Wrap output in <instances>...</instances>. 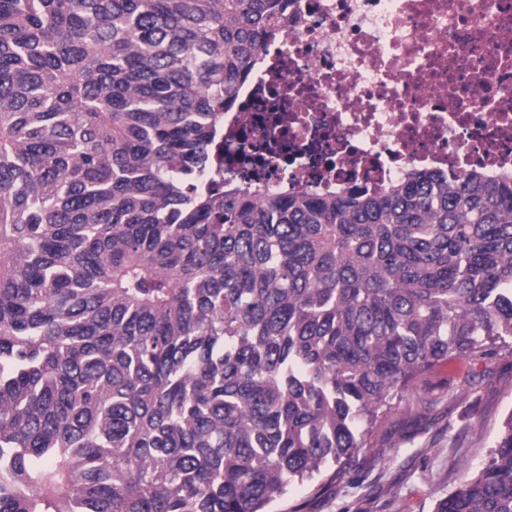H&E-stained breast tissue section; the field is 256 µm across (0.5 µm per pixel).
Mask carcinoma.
Listing matches in <instances>:
<instances>
[{"label": "carcinoma", "instance_id": "obj_1", "mask_svg": "<svg viewBox=\"0 0 512 512\" xmlns=\"http://www.w3.org/2000/svg\"><path fill=\"white\" fill-rule=\"evenodd\" d=\"M286 0H0V512H268L512 347V177L205 186ZM433 512H512V415Z\"/></svg>", "mask_w": 512, "mask_h": 512}]
</instances>
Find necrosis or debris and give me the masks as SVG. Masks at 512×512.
<instances>
[{"label": "necrosis or debris", "instance_id": "necrosis-or-debris-1", "mask_svg": "<svg viewBox=\"0 0 512 512\" xmlns=\"http://www.w3.org/2000/svg\"><path fill=\"white\" fill-rule=\"evenodd\" d=\"M224 114L223 175L376 192L512 172V0H288Z\"/></svg>", "mask_w": 512, "mask_h": 512}]
</instances>
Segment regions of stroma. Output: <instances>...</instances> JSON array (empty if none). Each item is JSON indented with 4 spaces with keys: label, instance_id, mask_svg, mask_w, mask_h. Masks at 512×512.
Segmentation results:
<instances>
[{
    "label": "stroma",
    "instance_id": "stroma-1",
    "mask_svg": "<svg viewBox=\"0 0 512 512\" xmlns=\"http://www.w3.org/2000/svg\"><path fill=\"white\" fill-rule=\"evenodd\" d=\"M511 414V348L439 362L394 400L346 473L293 486L272 512H432L483 466Z\"/></svg>",
    "mask_w": 512,
    "mask_h": 512
}]
</instances>
